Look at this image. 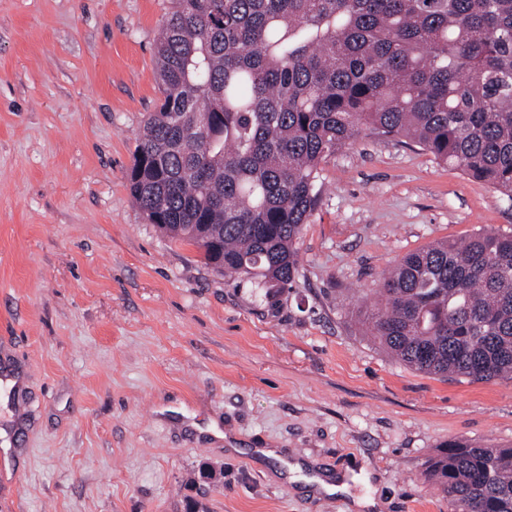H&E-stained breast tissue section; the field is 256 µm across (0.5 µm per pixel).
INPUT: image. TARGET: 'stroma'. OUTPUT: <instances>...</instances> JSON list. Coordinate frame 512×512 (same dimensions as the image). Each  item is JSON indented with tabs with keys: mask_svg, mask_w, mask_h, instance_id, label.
Here are the masks:
<instances>
[{
	"mask_svg": "<svg viewBox=\"0 0 512 512\" xmlns=\"http://www.w3.org/2000/svg\"><path fill=\"white\" fill-rule=\"evenodd\" d=\"M169 0H0V503L12 512H452L451 439L512 448V381L442 378L362 325L428 244L512 231V205L414 145L329 158L292 288L265 298L177 245L127 173L161 94ZM303 464L299 480L288 467ZM348 491L318 494L316 474Z\"/></svg>",
	"mask_w": 512,
	"mask_h": 512,
	"instance_id": "1",
	"label": "stroma"
}]
</instances>
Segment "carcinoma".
I'll list each match as a JSON object with an SVG mask.
<instances>
[{"label":"carcinoma","instance_id":"1","mask_svg":"<svg viewBox=\"0 0 512 512\" xmlns=\"http://www.w3.org/2000/svg\"><path fill=\"white\" fill-rule=\"evenodd\" d=\"M162 98L130 195L169 239L271 296L322 164L360 135L413 144L512 204V0H170ZM411 369L512 380V233L406 255L364 315ZM454 512H512V448L450 440L429 463Z\"/></svg>","mask_w":512,"mask_h":512}]
</instances>
